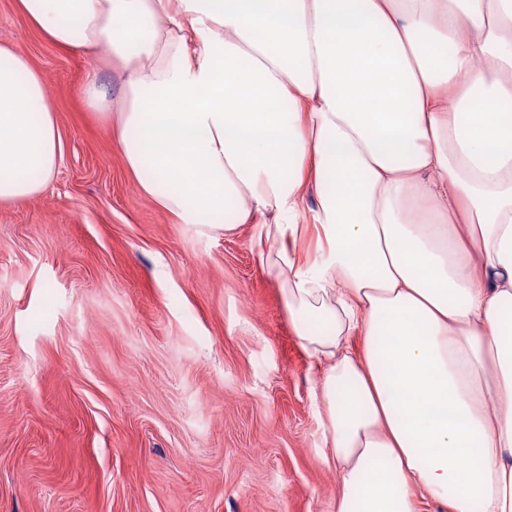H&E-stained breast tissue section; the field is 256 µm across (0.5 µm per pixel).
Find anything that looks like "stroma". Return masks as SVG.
Instances as JSON below:
<instances>
[{"instance_id":"obj_1","label":"stroma","mask_w":512,"mask_h":512,"mask_svg":"<svg viewBox=\"0 0 512 512\" xmlns=\"http://www.w3.org/2000/svg\"><path fill=\"white\" fill-rule=\"evenodd\" d=\"M0 44L48 87L50 188L0 203V512H334L322 364L249 227L183 224L84 103L100 54L0 0Z\"/></svg>"}]
</instances>
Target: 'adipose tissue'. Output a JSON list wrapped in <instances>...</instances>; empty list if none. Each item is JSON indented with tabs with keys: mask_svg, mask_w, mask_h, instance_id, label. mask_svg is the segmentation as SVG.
Returning a JSON list of instances; mask_svg holds the SVG:
<instances>
[{
	"mask_svg": "<svg viewBox=\"0 0 512 512\" xmlns=\"http://www.w3.org/2000/svg\"><path fill=\"white\" fill-rule=\"evenodd\" d=\"M17 4L119 73L116 110L97 75L82 95L146 195L251 225L325 366L336 512H512V0ZM62 153L0 45V200Z\"/></svg>",
	"mask_w": 512,
	"mask_h": 512,
	"instance_id": "adipose-tissue-1",
	"label": "adipose tissue"
}]
</instances>
